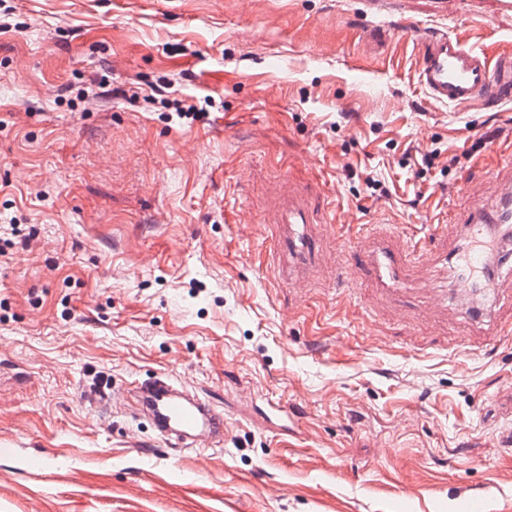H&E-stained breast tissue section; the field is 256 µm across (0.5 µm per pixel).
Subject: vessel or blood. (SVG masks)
<instances>
[{"label": "vessel or blood", "mask_w": 512, "mask_h": 512, "mask_svg": "<svg viewBox=\"0 0 512 512\" xmlns=\"http://www.w3.org/2000/svg\"><path fill=\"white\" fill-rule=\"evenodd\" d=\"M417 46L418 82L436 102L495 107L512 99L511 53L492 59L439 30L426 32ZM268 221L277 228L270 250L279 259L281 278L300 289L310 286L320 266V239L332 224L327 197L285 190L275 198ZM449 230L451 241L419 249L394 248L387 229L359 237L336 277L354 290L360 275H367L376 290L396 299L444 272L471 321L512 322V292L503 288L504 278L512 276L511 166L499 170L493 202L472 201ZM135 396L141 415L164 442L200 450L224 438L223 411L195 398L169 376L137 385Z\"/></svg>", "instance_id": "vessel-or-blood-1"}]
</instances>
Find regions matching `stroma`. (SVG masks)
Wrapping results in <instances>:
<instances>
[{
  "label": "stroma",
  "instance_id": "obj_1",
  "mask_svg": "<svg viewBox=\"0 0 512 512\" xmlns=\"http://www.w3.org/2000/svg\"><path fill=\"white\" fill-rule=\"evenodd\" d=\"M432 29L512 53L498 0H0V512H512V335L461 348L456 313L269 251L283 172L340 247L490 191L512 103L430 99ZM163 373L223 446L139 418Z\"/></svg>",
  "mask_w": 512,
  "mask_h": 512
}]
</instances>
